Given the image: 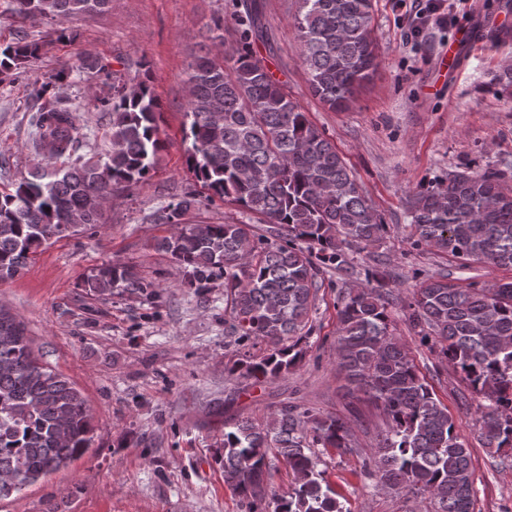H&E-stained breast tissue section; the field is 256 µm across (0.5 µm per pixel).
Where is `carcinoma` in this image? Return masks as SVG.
<instances>
[{
  "label": "carcinoma",
  "instance_id": "obj_1",
  "mask_svg": "<svg viewBox=\"0 0 512 512\" xmlns=\"http://www.w3.org/2000/svg\"><path fill=\"white\" fill-rule=\"evenodd\" d=\"M15 13L58 22L105 11L112 0H10ZM293 26L314 95L347 110L377 67L373 0H298ZM229 50L206 51L188 65L183 126L188 167L207 191L186 192L153 219L178 229L156 241L198 289L224 279L230 333L260 340L269 352L241 359L229 375L272 381L292 369L308 338L321 265L345 268L349 251L383 240L376 214L336 146L307 117L254 54L269 34L257 0L236 15ZM40 46L24 37L0 49V75L16 82ZM108 91L96 107L112 116V152L79 154L70 106L48 81L36 90L32 145L45 165L0 189V282L27 269L47 236L61 237L101 223L103 200L144 179L163 147L161 105L144 80L122 82L99 67ZM230 202L265 224L182 225L202 200ZM410 245L465 261L512 267V188L499 170L455 171L420 188L406 210ZM385 273L341 300L337 366L351 385L380 406L387 430L365 466L378 489L429 495L434 512H474L471 451L455 430L405 346L391 329ZM94 294L150 287L131 265L106 263L84 280ZM408 318L424 343L488 401L480 437L500 464L512 466V281L462 288L448 277L413 289ZM86 401L35 354L25 324L0 307V500L81 457L92 442ZM352 448L342 418L284 405L260 429L244 416L224 420L220 464L224 484L245 512H258L270 455L293 479L273 498V512H346L317 470L316 449Z\"/></svg>",
  "mask_w": 512,
  "mask_h": 512
}]
</instances>
